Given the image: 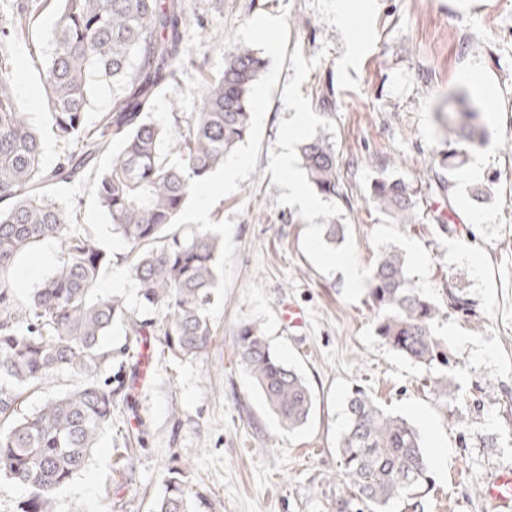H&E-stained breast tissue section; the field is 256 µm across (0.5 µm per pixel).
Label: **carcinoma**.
Instances as JSON below:
<instances>
[{
  "instance_id": "obj_1",
  "label": "carcinoma",
  "mask_w": 512,
  "mask_h": 512,
  "mask_svg": "<svg viewBox=\"0 0 512 512\" xmlns=\"http://www.w3.org/2000/svg\"><path fill=\"white\" fill-rule=\"evenodd\" d=\"M53 9V53L42 69L44 106L54 138L71 146L55 164L44 161L42 134L18 104L13 49L33 39L42 14ZM191 24L184 0H13L0 14V477L28 490L21 512H58L59 492L89 465L93 448L112 414L129 405L125 382L112 386L104 373L113 353L101 337L121 323L132 342L155 333L176 359L195 358L213 336L209 308L218 288L220 237L206 228L188 233L180 223L192 193L224 165L249 136L253 88L266 60L248 45L209 75L201 105L177 126L175 136L152 116L158 94L178 82L187 51L183 30ZM112 85V106L87 123L91 95ZM459 109L448 105L442 124L448 157L465 158L482 144V113L464 94ZM172 138L169 152L161 149ZM112 152L99 172L96 196L112 230L122 239L151 321L129 309L122 297L102 295L97 284L111 253L89 234H76L80 203L58 197L98 157ZM302 168L321 194H340L335 145L316 135L300 146ZM369 202L397 224L419 220L417 198L403 180L375 181ZM55 241L61 257L52 273L20 302L12 274L32 246ZM438 302L410 277L402 253L383 251L370 275L368 301L377 335L409 361L446 368L448 348L435 324L448 309L466 315L471 302L452 286ZM237 353L282 427L304 425L313 410L306 379L272 351L255 325L241 327ZM59 371L80 377L68 392L46 399L22 415L25 393ZM347 423L338 446L339 468L349 485L336 512H388L410 501L424 512L430 484L419 431L406 418L384 411L358 389L348 398ZM168 469L164 493L151 512H192L203 502L187 480L192 458Z\"/></svg>"
}]
</instances>
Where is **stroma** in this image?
Here are the masks:
<instances>
[{"label": "stroma", "mask_w": 512, "mask_h": 512, "mask_svg": "<svg viewBox=\"0 0 512 512\" xmlns=\"http://www.w3.org/2000/svg\"><path fill=\"white\" fill-rule=\"evenodd\" d=\"M347 7L342 24L337 4ZM190 16L223 30L220 42L185 33L190 62L178 85L155 103V117L175 127L200 105L203 73H219L237 45L251 46L267 65L253 91L252 129L237 155L247 158L233 186L220 173L208 199L192 196L181 215L196 225L197 207L224 237L218 256V299L209 317L215 336L206 353L176 359L149 337L151 372L132 390L133 409L112 416L87 469L59 495V512H150L169 468L186 449L196 454L192 486L209 512H336L347 490L337 446L346 400L355 388L385 410L435 432L424 449L432 484L425 512H499L485 482L512 465V0H185ZM16 96L36 127L46 123L44 88L27 46L14 53ZM466 88L488 130L478 148L480 176L469 163L449 169L438 121L449 92ZM307 117L303 138L330 136L342 196L319 210L288 194L303 178L298 144L286 141L294 102ZM289 165H279L282 153ZM449 177V192L433 188ZM399 177L417 191L421 220L397 224L367 202L375 180ZM487 186L473 201L471 185ZM79 198L76 232L88 231L112 255L98 284L139 309L127 249L97 204L94 179L64 186ZM346 227L336 246L312 249L328 215ZM400 250L413 280L435 300L452 286L472 303L469 320L441 315L458 367L448 393L434 392L432 374L392 351L375 332L365 288H348L324 255L346 254L371 272L381 252ZM59 243H40L20 259L13 291L26 299L50 274ZM301 309L303 326H289L284 305ZM263 330L284 362L307 379L311 417L282 428L241 365V326ZM142 443L133 460L118 451L131 427ZM444 459H437V447Z\"/></svg>", "instance_id": "stroma-1"}]
</instances>
